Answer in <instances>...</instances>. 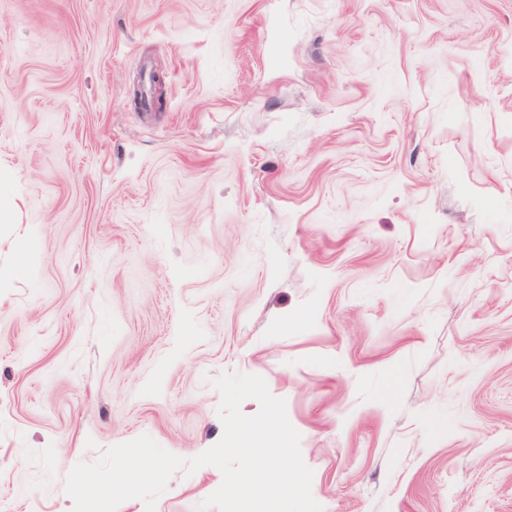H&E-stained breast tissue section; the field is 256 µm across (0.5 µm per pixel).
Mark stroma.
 Returning a JSON list of instances; mask_svg holds the SVG:
<instances>
[{"label":"stroma","mask_w":512,"mask_h":512,"mask_svg":"<svg viewBox=\"0 0 512 512\" xmlns=\"http://www.w3.org/2000/svg\"><path fill=\"white\" fill-rule=\"evenodd\" d=\"M0 197V512L211 448L224 373L323 512H512V0H0Z\"/></svg>","instance_id":"stroma-1"}]
</instances>
